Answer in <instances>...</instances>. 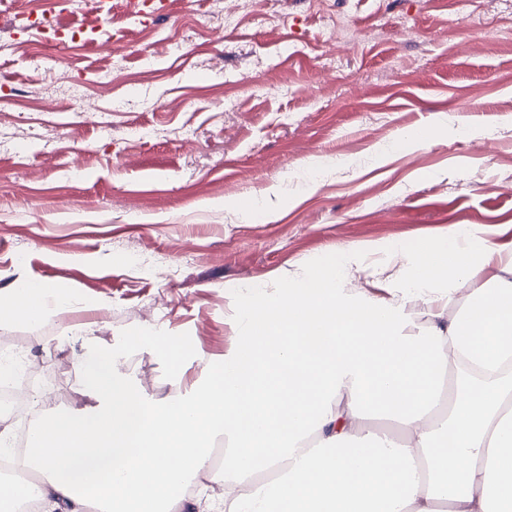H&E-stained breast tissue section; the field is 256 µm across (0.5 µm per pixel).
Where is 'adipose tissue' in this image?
<instances>
[{"label": "adipose tissue", "mask_w": 512, "mask_h": 512, "mask_svg": "<svg viewBox=\"0 0 512 512\" xmlns=\"http://www.w3.org/2000/svg\"><path fill=\"white\" fill-rule=\"evenodd\" d=\"M339 249L333 268L238 313V345L185 395L147 399L112 352L78 360L86 411L29 437L40 482L11 506L39 512H512V250L450 229L413 258ZM390 292L345 291L352 273ZM431 306L423 333L405 308ZM63 294L30 283L0 297V324L48 321ZM392 431L370 428V419ZM225 443L224 496H190Z\"/></svg>", "instance_id": "obj_1"}]
</instances>
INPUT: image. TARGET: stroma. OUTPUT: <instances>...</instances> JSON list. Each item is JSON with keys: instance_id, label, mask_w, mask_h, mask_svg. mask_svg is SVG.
Masks as SVG:
<instances>
[{"instance_id": "obj_1", "label": "stroma", "mask_w": 512, "mask_h": 512, "mask_svg": "<svg viewBox=\"0 0 512 512\" xmlns=\"http://www.w3.org/2000/svg\"><path fill=\"white\" fill-rule=\"evenodd\" d=\"M169 2L65 49L0 24V294L69 296L0 350L58 409L89 403L70 329L161 401L235 348L242 303L337 248L382 263L473 225L512 248V0Z\"/></svg>"}]
</instances>
